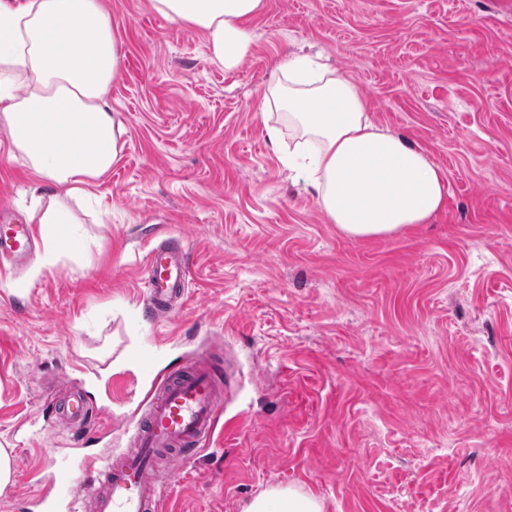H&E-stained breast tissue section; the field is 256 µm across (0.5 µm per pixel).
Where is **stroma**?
Here are the masks:
<instances>
[{"label":"stroma","instance_id":"obj_1","mask_svg":"<svg viewBox=\"0 0 512 512\" xmlns=\"http://www.w3.org/2000/svg\"><path fill=\"white\" fill-rule=\"evenodd\" d=\"M106 6L126 53L121 158L89 185L70 251L0 278V512L37 490L33 432L60 465L124 447L146 382L111 360L158 343L171 361L213 352L237 424L175 464L162 512H245L272 488L321 512H512V0H264L231 70L149 0ZM316 52L445 173L430 223L352 240L289 177L260 107L282 61ZM36 192L0 141V201L23 220ZM161 226L191 275L155 322ZM75 387L112 412L82 449L45 401Z\"/></svg>","mask_w":512,"mask_h":512}]
</instances>
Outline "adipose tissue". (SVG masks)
Instances as JSON below:
<instances>
[{"mask_svg":"<svg viewBox=\"0 0 512 512\" xmlns=\"http://www.w3.org/2000/svg\"><path fill=\"white\" fill-rule=\"evenodd\" d=\"M166 19L205 33L213 59L236 68L251 48L262 0H150ZM123 46L103 0H0V134L49 198H35L47 261L74 223L70 199L111 170L127 129L112 106ZM264 95L262 116L290 174L312 188L330 223L353 240L429 223L445 206L440 168L407 135L370 117L360 88L339 70L293 56ZM246 512H320L293 490L255 498Z\"/></svg>","mask_w":512,"mask_h":512,"instance_id":"1","label":"adipose tissue"}]
</instances>
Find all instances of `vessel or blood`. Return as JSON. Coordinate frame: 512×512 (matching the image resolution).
<instances>
[{
    "mask_svg": "<svg viewBox=\"0 0 512 512\" xmlns=\"http://www.w3.org/2000/svg\"><path fill=\"white\" fill-rule=\"evenodd\" d=\"M36 244L28 224L0 225V271L16 270L34 260ZM144 311L150 319L168 314L183 299L190 266L185 247L161 242L148 254ZM162 347L137 356L144 375L154 382L133 416L128 448L82 458L77 468L57 465L51 442L33 440L50 482L34 496L41 512H160L172 466L212 447L224 414L223 383L209 361L175 365L163 374L155 369ZM60 417L82 430L94 416L80 392H70L58 405Z\"/></svg>",
    "mask_w": 512,
    "mask_h": 512,
    "instance_id": "b4317fda",
    "label": "vessel or blood"
}]
</instances>
